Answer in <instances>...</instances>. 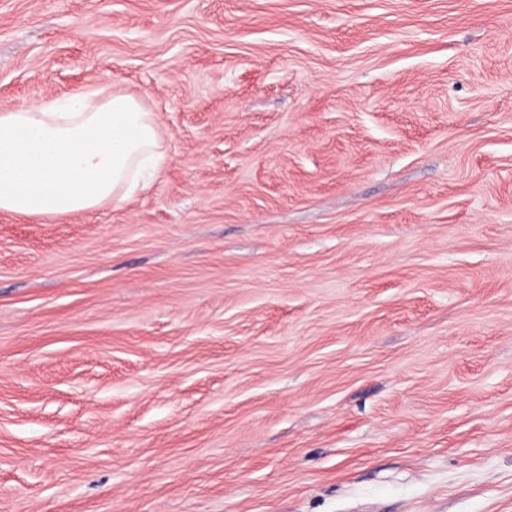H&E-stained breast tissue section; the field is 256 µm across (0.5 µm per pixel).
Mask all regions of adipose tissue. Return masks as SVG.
<instances>
[{
  "instance_id": "ef3b65f1",
  "label": "adipose tissue",
  "mask_w": 512,
  "mask_h": 512,
  "mask_svg": "<svg viewBox=\"0 0 512 512\" xmlns=\"http://www.w3.org/2000/svg\"><path fill=\"white\" fill-rule=\"evenodd\" d=\"M166 162L155 112L90 86L0 111V211L62 219L119 205Z\"/></svg>"
}]
</instances>
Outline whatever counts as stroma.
Here are the masks:
<instances>
[{"mask_svg":"<svg viewBox=\"0 0 512 512\" xmlns=\"http://www.w3.org/2000/svg\"><path fill=\"white\" fill-rule=\"evenodd\" d=\"M167 162L0 212V512H512V0H0V111ZM165 162L156 113L131 95L86 86L0 111V211L62 219L120 205Z\"/></svg>","mask_w":512,"mask_h":512,"instance_id":"35a3bbf8","label":"stroma"}]
</instances>
